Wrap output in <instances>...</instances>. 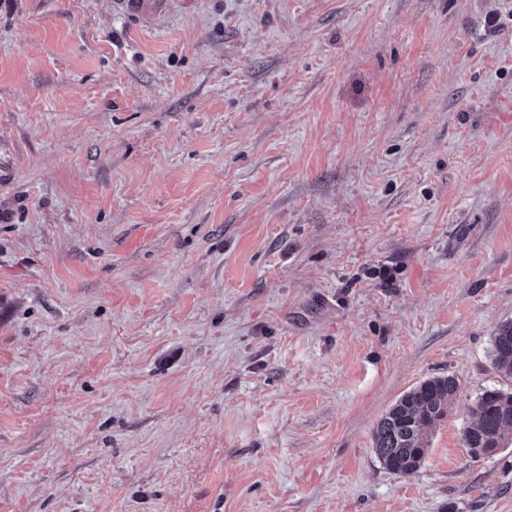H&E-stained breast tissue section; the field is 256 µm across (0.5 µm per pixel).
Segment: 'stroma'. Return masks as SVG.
I'll list each match as a JSON object with an SVG mask.
<instances>
[{
	"instance_id": "obj_1",
	"label": "stroma",
	"mask_w": 512,
	"mask_h": 512,
	"mask_svg": "<svg viewBox=\"0 0 512 512\" xmlns=\"http://www.w3.org/2000/svg\"><path fill=\"white\" fill-rule=\"evenodd\" d=\"M510 322L512 0H0V512H512ZM115 8L123 13L137 16L143 22H151L168 5V0H114ZM491 359L495 370L512 380V323L500 325L492 336ZM458 382L439 376L405 393L379 420L374 432V452L390 471L412 475L423 463L429 428L448 414L457 398ZM470 418L462 431L461 440L468 453L503 448V439L512 431V391L499 388L485 390L466 408Z\"/></svg>"
}]
</instances>
